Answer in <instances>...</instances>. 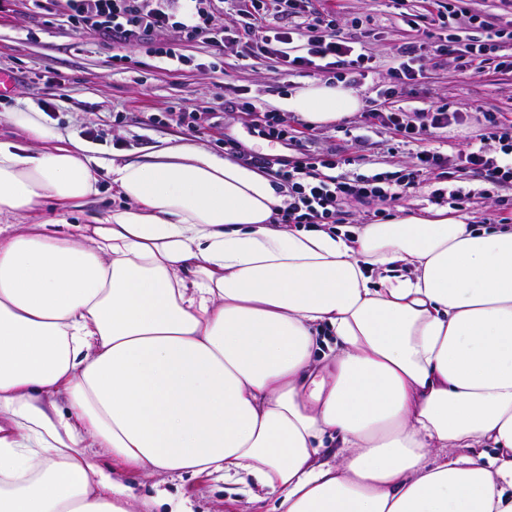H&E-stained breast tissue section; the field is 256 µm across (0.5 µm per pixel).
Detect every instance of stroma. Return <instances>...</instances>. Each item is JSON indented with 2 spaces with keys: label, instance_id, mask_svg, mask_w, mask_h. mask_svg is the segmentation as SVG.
I'll use <instances>...</instances> for the list:
<instances>
[{
  "label": "stroma",
  "instance_id": "obj_1",
  "mask_svg": "<svg viewBox=\"0 0 512 512\" xmlns=\"http://www.w3.org/2000/svg\"><path fill=\"white\" fill-rule=\"evenodd\" d=\"M310 6L335 10L344 22V34L363 41L371 57V74L356 86L362 111L313 128L297 118L289 120L291 128L310 130L309 150L336 153L345 172L402 175L411 170L416 152L435 149L457 156L466 143L483 134L486 111L499 113L505 123L512 124V70L491 64L463 70L447 56L432 54L430 48L422 47L421 32L403 21L391 0H311ZM355 17L360 20L356 27L350 24ZM416 45L425 57L421 77L410 90L380 105L382 111H402L410 124L419 126L442 101L466 121L420 133L405 145L382 122L367 124L364 111L377 103V87L394 65L398 48ZM176 46L188 63L172 72L144 48L91 33L76 34L61 0H49L41 10L33 9L29 0H0V71L14 78L13 90L0 96V113L12 111L21 102L31 105L63 133L86 139L93 155L105 160L151 153L176 138L205 144L220 156L229 152L232 138L252 152L276 155L282 153V146L251 136L246 115L225 111V100L275 110L295 89L319 78L333 80L329 73L318 78L285 71L276 56L241 42L226 44L221 51L184 39L177 40ZM185 110L197 114L196 123L171 120V113ZM448 187L469 192L471 203L463 215L472 224L494 217L501 200H512L511 189L485 198L482 174L461 170L440 180H421L401 206L413 211L447 206V198H436L435 192ZM163 488L169 501L160 506L154 501V488H139L150 512H170L172 504L181 501L194 512H239L241 507L237 484L203 475L167 482Z\"/></svg>",
  "mask_w": 512,
  "mask_h": 512
}]
</instances>
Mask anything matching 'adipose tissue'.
Here are the masks:
<instances>
[{
  "label": "adipose tissue",
  "mask_w": 512,
  "mask_h": 512,
  "mask_svg": "<svg viewBox=\"0 0 512 512\" xmlns=\"http://www.w3.org/2000/svg\"><path fill=\"white\" fill-rule=\"evenodd\" d=\"M282 107L320 126L361 100ZM5 119L27 143L0 141V512H134L157 473L254 477L268 512H512V226L287 230L275 184L204 144L107 162ZM102 169L125 207L66 222Z\"/></svg>",
  "instance_id": "ef3b65f1"
}]
</instances>
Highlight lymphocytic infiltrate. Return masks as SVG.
Instances as JSON below:
<instances>
[{
  "label": "lymphocytic infiltrate",
  "mask_w": 512,
  "mask_h": 512,
  "mask_svg": "<svg viewBox=\"0 0 512 512\" xmlns=\"http://www.w3.org/2000/svg\"><path fill=\"white\" fill-rule=\"evenodd\" d=\"M215 0H64L71 24L84 33L116 38L126 44H146L151 52L181 66L184 58L176 47L158 43V36L175 31L213 46L225 40H241L275 55L290 70L325 72L344 68L365 74L369 58L358 52L352 39L339 33V21L331 12L307 14L305 0H236L238 27L227 28L216 15ZM464 0H434L431 22L447 35L435 52L451 56L462 68L499 61L512 68V58L498 57L500 48L512 46V30L493 27ZM466 19L472 34L461 40L453 34L455 21ZM288 28H279V21ZM487 132L478 143L467 144L459 158L467 169L480 172L492 189L512 187V131L502 128L498 117L484 113ZM238 156L287 188L288 205L279 217L283 224H336L350 201L399 202L417 186L421 176H438L448 158L438 151L416 153L409 174H348L340 171L334 153H303L289 160L275 155H256L238 149Z\"/></svg>",
  "instance_id": "lymphocytic-infiltrate-1"
}]
</instances>
